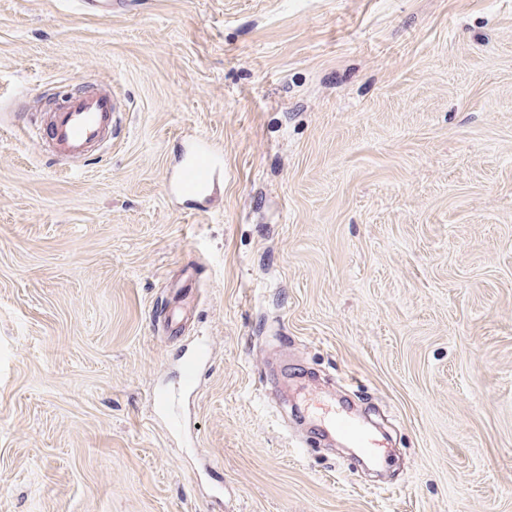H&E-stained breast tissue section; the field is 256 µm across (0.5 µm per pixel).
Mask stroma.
<instances>
[{
    "mask_svg": "<svg viewBox=\"0 0 512 512\" xmlns=\"http://www.w3.org/2000/svg\"><path fill=\"white\" fill-rule=\"evenodd\" d=\"M107 86L53 155L49 97ZM0 512H512V0H0ZM113 101L109 90L72 95L46 122V142L57 154L75 158L85 155L90 145L112 132ZM217 157L218 155L207 142H201L185 167L180 189L186 180H192L202 187L207 185L214 176ZM322 414L324 417L325 430L329 433L336 434L337 432L342 433L350 440L355 442L356 448H361L365 453L379 457L382 454V449L370 434L363 430L355 421L354 418L348 413L336 414V411L327 410Z\"/></svg>",
    "mask_w": 512,
    "mask_h": 512,
    "instance_id": "stroma-1",
    "label": "stroma"
}]
</instances>
